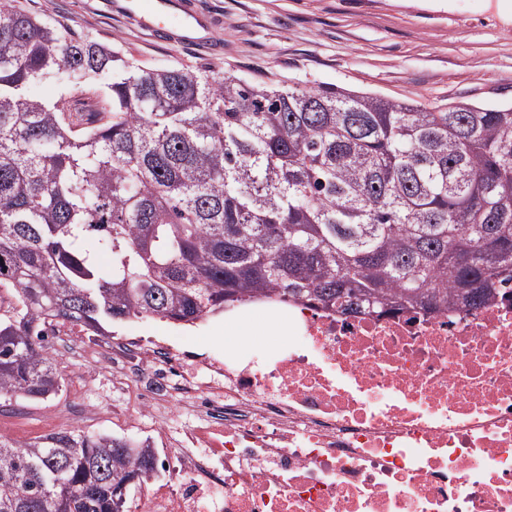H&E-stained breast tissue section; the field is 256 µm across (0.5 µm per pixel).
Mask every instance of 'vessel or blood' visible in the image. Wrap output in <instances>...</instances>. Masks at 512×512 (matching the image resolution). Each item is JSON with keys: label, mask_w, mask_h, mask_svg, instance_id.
<instances>
[{"label": "vessel or blood", "mask_w": 512, "mask_h": 512, "mask_svg": "<svg viewBox=\"0 0 512 512\" xmlns=\"http://www.w3.org/2000/svg\"><path fill=\"white\" fill-rule=\"evenodd\" d=\"M111 11L126 15L150 32L171 28L173 41L191 46H208L207 38L197 36L200 15L186 0H111Z\"/></svg>", "instance_id": "b4317fda"}]
</instances>
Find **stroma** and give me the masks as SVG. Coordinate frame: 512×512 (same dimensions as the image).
<instances>
[{
	"label": "stroma",
	"mask_w": 512,
	"mask_h": 512,
	"mask_svg": "<svg viewBox=\"0 0 512 512\" xmlns=\"http://www.w3.org/2000/svg\"><path fill=\"white\" fill-rule=\"evenodd\" d=\"M211 15L220 58L199 47L159 40L112 13L107 0H17L28 13L50 16L75 35L115 44L145 67L176 64L225 69L261 82L334 84L425 105L453 101L512 102V12L501 0H188ZM116 338L165 340L178 350L224 355V318L191 325L158 318L114 323ZM63 373L57 395L0 406V431L30 441L59 431L106 433L140 440L154 422L128 424L114 411L93 367L71 342L52 351Z\"/></svg>",
	"instance_id": "35a3bbf8"
}]
</instances>
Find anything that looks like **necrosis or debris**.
Returning a JSON list of instances; mask_svg holds the SVG:
<instances>
[{
    "instance_id": "necrosis-or-debris-1",
    "label": "necrosis or debris",
    "mask_w": 512,
    "mask_h": 512,
    "mask_svg": "<svg viewBox=\"0 0 512 512\" xmlns=\"http://www.w3.org/2000/svg\"><path fill=\"white\" fill-rule=\"evenodd\" d=\"M268 309L288 344L267 364L140 336L82 346L113 400L156 424L164 477L137 512H512V299Z\"/></svg>"
}]
</instances>
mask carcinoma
I'll list each match as a JSON object with an SVG mask.
<instances>
[{
    "instance_id": "1",
    "label": "carcinoma",
    "mask_w": 512,
    "mask_h": 512,
    "mask_svg": "<svg viewBox=\"0 0 512 512\" xmlns=\"http://www.w3.org/2000/svg\"><path fill=\"white\" fill-rule=\"evenodd\" d=\"M0 0V400L61 390L47 326L192 324L246 299L346 316L512 290V103L427 107L144 68ZM98 85L95 112L33 87ZM112 263L100 265L99 250ZM148 444L0 436V512H126Z\"/></svg>"
}]
</instances>
